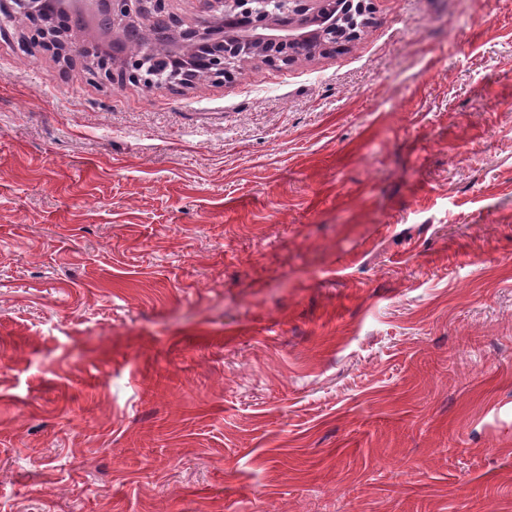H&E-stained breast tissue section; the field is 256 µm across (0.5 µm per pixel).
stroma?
<instances>
[{
	"label": "stroma",
	"instance_id": "obj_1",
	"mask_svg": "<svg viewBox=\"0 0 512 512\" xmlns=\"http://www.w3.org/2000/svg\"><path fill=\"white\" fill-rule=\"evenodd\" d=\"M224 83L0 37V512H512V0H370Z\"/></svg>",
	"mask_w": 512,
	"mask_h": 512
}]
</instances>
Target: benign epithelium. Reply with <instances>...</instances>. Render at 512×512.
<instances>
[{"instance_id": "benign-epithelium-1", "label": "benign epithelium", "mask_w": 512, "mask_h": 512, "mask_svg": "<svg viewBox=\"0 0 512 512\" xmlns=\"http://www.w3.org/2000/svg\"><path fill=\"white\" fill-rule=\"evenodd\" d=\"M174 0H46V17L74 12L106 13L112 29H84L82 40L56 39L60 50L94 58L91 74L133 83L146 92L222 83L260 60L270 66L313 58L343 39L357 36L366 22L365 0H195L180 14ZM31 14L28 0H0V35ZM151 22L156 33L139 54L124 51L129 33ZM171 67L159 71L152 56Z\"/></svg>"}]
</instances>
